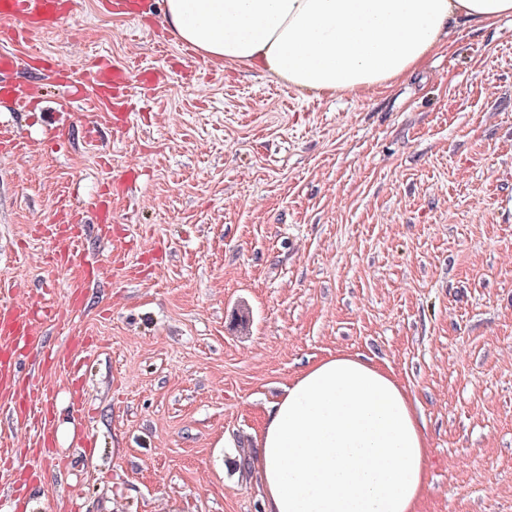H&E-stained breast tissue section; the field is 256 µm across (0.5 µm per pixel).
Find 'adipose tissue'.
I'll list each match as a JSON object with an SVG mask.
<instances>
[{
	"instance_id": "adipose-tissue-1",
	"label": "adipose tissue",
	"mask_w": 512,
	"mask_h": 512,
	"mask_svg": "<svg viewBox=\"0 0 512 512\" xmlns=\"http://www.w3.org/2000/svg\"><path fill=\"white\" fill-rule=\"evenodd\" d=\"M512 16V0H164L165 24L228 70L314 96L391 87L452 26ZM428 444L392 373L339 354L267 407L257 469L268 512H416Z\"/></svg>"
}]
</instances>
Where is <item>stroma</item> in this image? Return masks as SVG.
<instances>
[{
    "label": "stroma",
    "instance_id": "stroma-1",
    "mask_svg": "<svg viewBox=\"0 0 512 512\" xmlns=\"http://www.w3.org/2000/svg\"><path fill=\"white\" fill-rule=\"evenodd\" d=\"M100 0L36 44L91 84L130 70L125 124L0 101V303L65 308L0 398V512H264L251 460L266 407L307 365L360 353L407 388L428 439L416 512H512V18L461 25L391 87L310 98L258 71L186 62L162 0ZM99 129L98 146L83 122ZM64 141H56L55 130ZM112 188L60 264L39 225ZM81 392L84 415L71 408ZM64 469L46 472L45 460Z\"/></svg>",
    "mask_w": 512,
    "mask_h": 512
}]
</instances>
